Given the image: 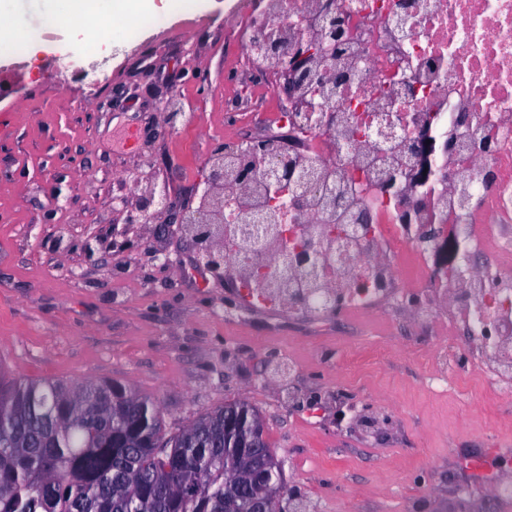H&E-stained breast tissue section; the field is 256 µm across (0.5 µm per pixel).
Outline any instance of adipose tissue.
Masks as SVG:
<instances>
[{
    "mask_svg": "<svg viewBox=\"0 0 512 512\" xmlns=\"http://www.w3.org/2000/svg\"><path fill=\"white\" fill-rule=\"evenodd\" d=\"M156 8L155 0H50L49 14L76 35L107 36L118 25L133 24Z\"/></svg>",
    "mask_w": 512,
    "mask_h": 512,
    "instance_id": "obj_1",
    "label": "adipose tissue"
}]
</instances>
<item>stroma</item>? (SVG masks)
<instances>
[{
    "label": "stroma",
    "instance_id": "35a3bbf8",
    "mask_svg": "<svg viewBox=\"0 0 512 512\" xmlns=\"http://www.w3.org/2000/svg\"><path fill=\"white\" fill-rule=\"evenodd\" d=\"M158 14L163 27H127L83 78L44 67L82 50L66 27L37 50L0 49V370L129 383L170 435L248 403L284 462L282 512H512L485 488L512 478V399L488 404L455 373L433 392L435 328L405 307H252L165 214L128 222L120 202L147 183L191 200L237 126L242 28L225 25L224 0H162Z\"/></svg>",
    "mask_w": 512,
    "mask_h": 512
}]
</instances>
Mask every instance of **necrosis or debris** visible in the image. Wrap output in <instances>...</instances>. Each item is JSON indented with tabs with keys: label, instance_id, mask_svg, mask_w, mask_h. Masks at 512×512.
<instances>
[{
	"label": "necrosis or debris",
	"instance_id": "necrosis-or-debris-1",
	"mask_svg": "<svg viewBox=\"0 0 512 512\" xmlns=\"http://www.w3.org/2000/svg\"><path fill=\"white\" fill-rule=\"evenodd\" d=\"M245 7L248 69L265 70L252 47L269 31L280 33L285 52L327 36L317 0H236L225 21ZM336 9L342 31L332 65L348 78L328 101L335 127L307 113L320 96L316 76L294 102L267 81L238 100L234 142L249 144L258 124L303 130L289 164L325 169V187L344 207L326 211L316 202L321 188L307 185L314 203L306 218L286 208L283 223L345 224L360 209L374 216L368 231L337 242L313 314L410 303L415 320L467 336L491 395L511 398L512 0H411L407 9L400 0H336ZM462 114L471 123L459 128ZM422 129L451 145L424 173L405 150ZM391 172L400 192L383 189ZM426 224L442 225V238L423 239Z\"/></svg>",
	"mask_w": 512,
	"mask_h": 512
}]
</instances>
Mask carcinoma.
<instances>
[{
  "label": "carcinoma",
  "mask_w": 512,
  "mask_h": 512,
  "mask_svg": "<svg viewBox=\"0 0 512 512\" xmlns=\"http://www.w3.org/2000/svg\"><path fill=\"white\" fill-rule=\"evenodd\" d=\"M232 408L254 430L228 433ZM269 447L232 401L165 441L157 404L117 381L0 374V512H234L239 445Z\"/></svg>",
  "instance_id": "cac0c4a2"
}]
</instances>
